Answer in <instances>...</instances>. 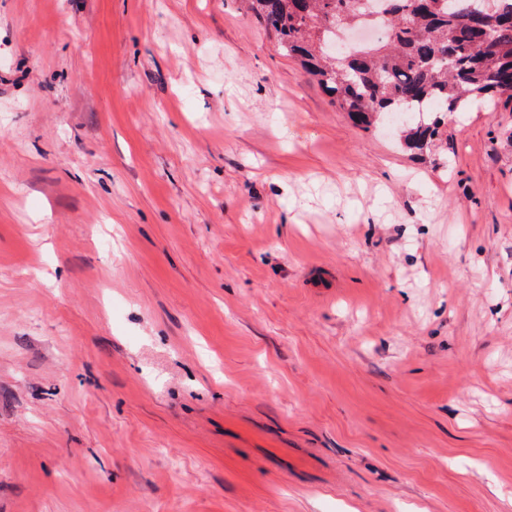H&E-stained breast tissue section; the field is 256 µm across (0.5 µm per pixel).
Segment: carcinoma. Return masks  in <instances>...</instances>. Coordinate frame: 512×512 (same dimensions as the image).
I'll list each match as a JSON object with an SVG mask.
<instances>
[{
  "label": "carcinoma",
  "mask_w": 512,
  "mask_h": 512,
  "mask_svg": "<svg viewBox=\"0 0 512 512\" xmlns=\"http://www.w3.org/2000/svg\"><path fill=\"white\" fill-rule=\"evenodd\" d=\"M359 0H245L246 11L296 58L338 112L359 125L397 112L431 118L399 124L400 143L423 152L444 116L475 102L512 100V0L475 17L473 0H387L369 47L337 49V30L365 22Z\"/></svg>",
  "instance_id": "1"
}]
</instances>
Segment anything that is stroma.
I'll list each match as a JSON object with an SVG mask.
<instances>
[{
	"label": "stroma",
	"mask_w": 512,
	"mask_h": 512,
	"mask_svg": "<svg viewBox=\"0 0 512 512\" xmlns=\"http://www.w3.org/2000/svg\"><path fill=\"white\" fill-rule=\"evenodd\" d=\"M0 512H512V102L418 157L243 0H0Z\"/></svg>",
	"instance_id": "obj_1"
}]
</instances>
